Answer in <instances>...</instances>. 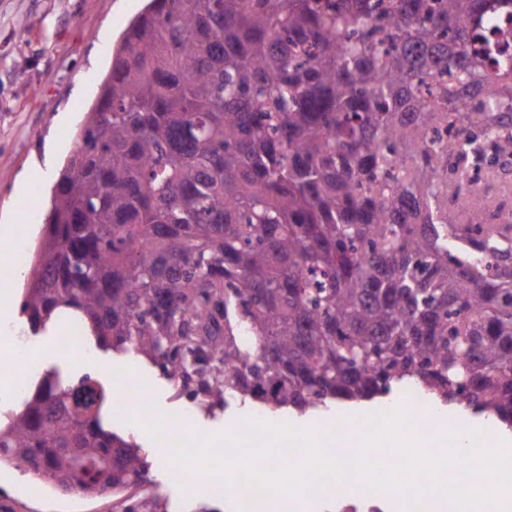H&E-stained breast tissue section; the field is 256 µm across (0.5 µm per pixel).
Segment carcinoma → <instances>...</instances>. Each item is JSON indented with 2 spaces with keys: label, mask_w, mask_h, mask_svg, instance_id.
<instances>
[{
  "label": "carcinoma",
  "mask_w": 512,
  "mask_h": 512,
  "mask_svg": "<svg viewBox=\"0 0 512 512\" xmlns=\"http://www.w3.org/2000/svg\"><path fill=\"white\" fill-rule=\"evenodd\" d=\"M512 0H150L60 169L20 312L60 308L179 394L305 414L396 389L512 429V208L448 219L481 158L512 156V60L468 21ZM90 377L43 379L0 465L62 492L149 483Z\"/></svg>",
  "instance_id": "obj_1"
}]
</instances>
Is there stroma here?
Here are the masks:
<instances>
[{"mask_svg": "<svg viewBox=\"0 0 512 512\" xmlns=\"http://www.w3.org/2000/svg\"><path fill=\"white\" fill-rule=\"evenodd\" d=\"M147 0H0V238L19 235L37 243L45 223L57 171L45 166L48 141L75 148V123L96 99L109 71L112 49ZM70 113L71 124L56 123ZM28 189L14 190L17 176ZM9 288L8 324L31 354L23 372L25 387L0 394V412L20 408L40 381L56 373L70 381L91 375L104 390V416L112 430L135 440L148 455L150 488L168 512H235L232 500L212 497L207 487L181 489L170 477L168 455L160 454L157 420L168 418L174 436L196 429L209 435L233 431L253 419L251 406L230 403L207 410L200 400L177 395L158 367L130 352L98 347L86 337L65 346L55 330L32 332L18 311L23 268L0 263ZM129 376L148 394L147 412L119 407L114 381ZM0 512H120L111 495L62 494L36 484L30 474L0 467Z\"/></svg>", "mask_w": 512, "mask_h": 512, "instance_id": "1", "label": "stroma"}]
</instances>
